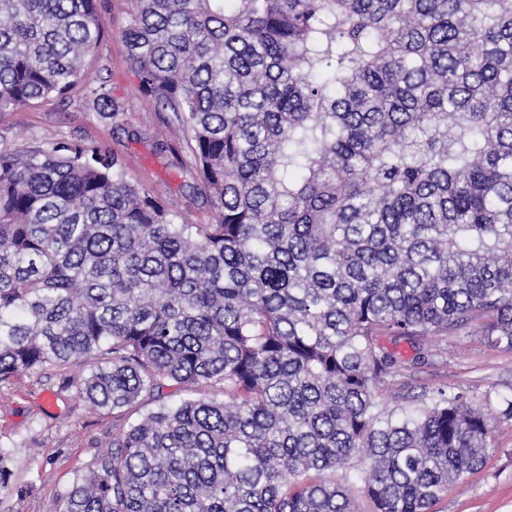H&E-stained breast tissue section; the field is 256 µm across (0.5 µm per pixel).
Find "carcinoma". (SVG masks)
I'll use <instances>...</instances> for the list:
<instances>
[{
	"label": "carcinoma",
	"mask_w": 512,
	"mask_h": 512,
	"mask_svg": "<svg viewBox=\"0 0 512 512\" xmlns=\"http://www.w3.org/2000/svg\"><path fill=\"white\" fill-rule=\"evenodd\" d=\"M129 2L212 215L98 149L0 151V381L78 367L60 391L126 417L60 512H429L512 395L378 388L475 322L512 350V0ZM105 32L98 0H0V112ZM83 108L139 135L103 82Z\"/></svg>",
	"instance_id": "carcinoma-1"
}]
</instances>
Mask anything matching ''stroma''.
<instances>
[{"mask_svg":"<svg viewBox=\"0 0 512 512\" xmlns=\"http://www.w3.org/2000/svg\"><path fill=\"white\" fill-rule=\"evenodd\" d=\"M107 32L94 55L84 63L87 79L107 84L117 97L129 100L131 122L139 135L127 137L110 121L85 111L80 91L51 98L34 108L0 112V150H18L64 141L98 148L117 157L130 181L145 185L190 220L209 222L211 208L203 198L185 197L192 159L180 150V166L156 154V140L168 138V115L152 99L140 96L127 59L122 32L129 21L128 0H100ZM59 373L17 374L0 382V448L13 453L11 483L26 487L22 496L0 497V512H58L79 467L111 441L121 420L111 410L93 407L75 393L58 394ZM448 385L480 401L486 395L512 392V351L488 347L477 328L449 337L447 350L415 369L411 376L382 386L389 403L424 387ZM492 451L485 465L452 485L433 512H512V419L491 407Z\"/></svg>","mask_w":512,"mask_h":512,"instance_id":"1","label":"stroma"}]
</instances>
